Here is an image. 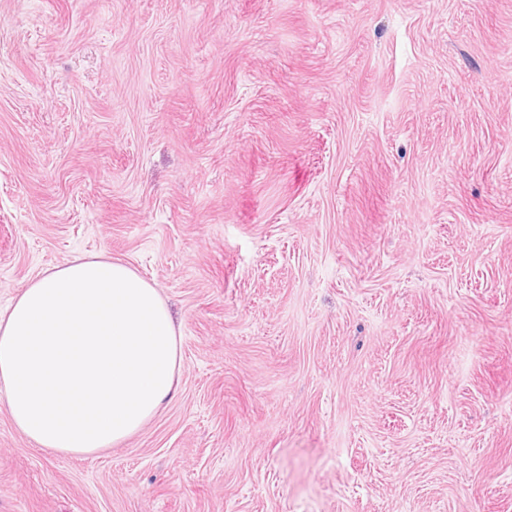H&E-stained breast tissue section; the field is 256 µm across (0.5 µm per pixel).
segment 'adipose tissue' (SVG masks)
Wrapping results in <instances>:
<instances>
[{
    "label": "adipose tissue",
    "instance_id": "obj_1",
    "mask_svg": "<svg viewBox=\"0 0 512 512\" xmlns=\"http://www.w3.org/2000/svg\"><path fill=\"white\" fill-rule=\"evenodd\" d=\"M181 360L166 301L120 260H66L0 308V400L22 435L54 453L135 435L173 397Z\"/></svg>",
    "mask_w": 512,
    "mask_h": 512
}]
</instances>
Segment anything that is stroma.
<instances>
[{
    "mask_svg": "<svg viewBox=\"0 0 512 512\" xmlns=\"http://www.w3.org/2000/svg\"><path fill=\"white\" fill-rule=\"evenodd\" d=\"M89 255L177 394L0 512H512V0H0V307Z\"/></svg>",
    "mask_w": 512,
    "mask_h": 512,
    "instance_id": "stroma-1",
    "label": "stroma"
}]
</instances>
